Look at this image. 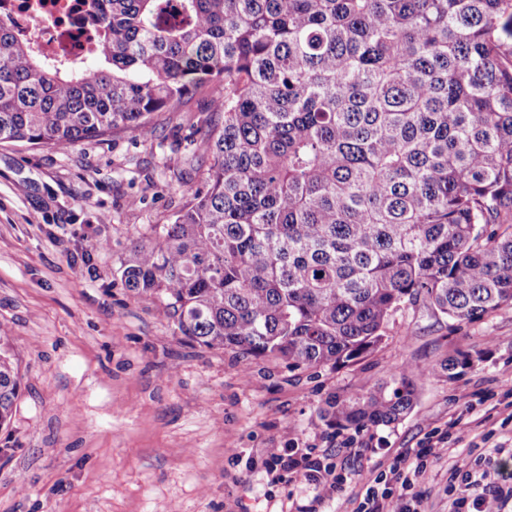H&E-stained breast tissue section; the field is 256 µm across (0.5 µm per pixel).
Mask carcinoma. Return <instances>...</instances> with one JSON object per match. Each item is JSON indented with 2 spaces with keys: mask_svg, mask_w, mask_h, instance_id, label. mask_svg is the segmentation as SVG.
<instances>
[{
  "mask_svg": "<svg viewBox=\"0 0 512 512\" xmlns=\"http://www.w3.org/2000/svg\"><path fill=\"white\" fill-rule=\"evenodd\" d=\"M79 66L0 22V142L67 150L219 78L209 179L119 272L189 341L318 368L375 349L405 304L460 328L512 307V0H100ZM458 353L425 369L457 376ZM0 330V426L21 385ZM413 369L320 410L399 423Z\"/></svg>",
  "mask_w": 512,
  "mask_h": 512,
  "instance_id": "carcinoma-1",
  "label": "carcinoma"
}]
</instances>
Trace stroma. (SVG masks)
<instances>
[{"label": "stroma", "mask_w": 512, "mask_h": 512, "mask_svg": "<svg viewBox=\"0 0 512 512\" xmlns=\"http://www.w3.org/2000/svg\"><path fill=\"white\" fill-rule=\"evenodd\" d=\"M217 90L159 116L148 139L0 143V327L22 374L0 428V512H288L314 501L312 485L269 484V448L329 451L350 482L318 512H356L363 483L433 431L447 433L448 454L418 491L424 512H448L452 467L481 455L512 467L511 307L455 330L408 304L360 360L291 368L200 347L122 286L131 240L170 223L206 181ZM460 352L473 368L422 372L398 424L336 434L319 417L332 396ZM461 390L472 408L456 403Z\"/></svg>", "instance_id": "1"}]
</instances>
